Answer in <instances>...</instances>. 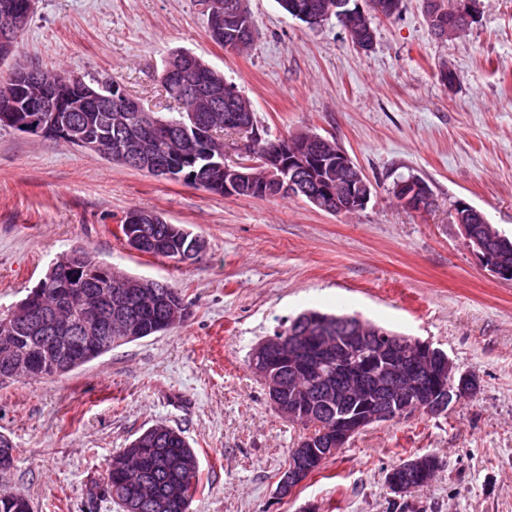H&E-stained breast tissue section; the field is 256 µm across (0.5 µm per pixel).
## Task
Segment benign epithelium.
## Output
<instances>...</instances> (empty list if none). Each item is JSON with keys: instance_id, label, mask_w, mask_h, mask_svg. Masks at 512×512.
<instances>
[{"instance_id": "1", "label": "benign epithelium", "mask_w": 512, "mask_h": 512, "mask_svg": "<svg viewBox=\"0 0 512 512\" xmlns=\"http://www.w3.org/2000/svg\"><path fill=\"white\" fill-rule=\"evenodd\" d=\"M245 2L232 4L227 10L219 9L214 0L203 2L204 11L227 21L214 29L212 37L224 42V27H233L236 17ZM478 13V0H459L455 15L465 21L472 20ZM189 64L175 69L164 67L162 77L171 79L186 92L198 85V73L191 64L194 55L183 54ZM27 98V111L31 116L19 120L10 113L0 115V122L13 126L25 133L44 135L56 133L80 144L83 148L100 152L101 140L90 135L86 126L78 121L68 122L56 119V112L67 104L72 112H109L111 104H122L128 112L139 113L137 129L146 139L154 138L171 130H162V126L153 113L146 110L138 101H127L117 88L112 95H102L86 90L82 96L67 95L56 72L43 67L28 76H16L12 73L0 78V94L11 98L19 92ZM176 133L186 139L185 148L189 152L198 150V143L206 140L203 128L188 129L179 127ZM133 164L158 178L169 175V170L159 158L142 152ZM269 169L264 181L251 190L265 197L282 193H306L316 205L326 210L318 192L310 191L306 180L315 173H324L331 167L347 168L352 166L350 156L342 149L336 150V157L309 153L295 146L283 145L268 160ZM224 173V193L233 194L248 181L249 173L244 171L245 164H217ZM395 191L400 197L402 207L411 213L425 214L433 207V194L428 185L416 178L409 177L396 181ZM348 193L355 203L366 207L372 194V183L361 181L348 186ZM475 214L479 223L466 224L461 215L455 214L465 241L482 265L496 278L502 280L512 276L506 267L496 263L493 247L498 240L496 230L485 214L464 201H459L455 209ZM148 221L144 214L126 216V232L129 237L125 243L137 251L141 247L142 234L132 232L133 225ZM40 280L28 300L13 308L11 319L0 325V358L6 370L0 374V382L12 379L20 366H31L28 355L20 347L15 330L20 326L32 328L41 333L40 339L51 351L56 372L61 374L90 362L109 347L142 337L145 333L142 324L135 318L134 309L139 305L145 288L137 280H126L115 295L111 306V317L122 324V335H108L109 328L100 313V308L90 302L82 309L77 327V335L60 336L54 330L52 312L36 306V298L44 291L48 278ZM308 332L314 338L301 344L284 361L303 371L307 377L318 384L322 398L334 415L336 429L327 432L322 440V450L316 449V441L308 433L293 448L288 468L282 473L279 492L290 495L302 484L309 473L325 456L336 454L346 447L350 439L371 424L394 421L406 414L424 410L438 415L448 410V406L476 393L478 382L470 374L456 375V368L448 355L435 348L429 342L407 336L389 335L374 329L358 316L315 317L310 319ZM278 337L273 335L254 349L251 369L263 381L269 400L276 412L291 422H301L306 413L314 406L307 393L291 389L284 382L278 357ZM361 391L365 397L362 407H353V399L343 389V385ZM440 466V459L433 455L419 456L407 460L400 468L387 477L389 486L399 495H406L418 489L427 480V474Z\"/></svg>"}]
</instances>
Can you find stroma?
I'll list each match as a JSON object with an SVG mask.
<instances>
[{"label":"stroma","instance_id":"obj_1","mask_svg":"<svg viewBox=\"0 0 512 512\" xmlns=\"http://www.w3.org/2000/svg\"><path fill=\"white\" fill-rule=\"evenodd\" d=\"M252 47L225 50L198 0H36L7 67L55 66L114 79L155 112L177 111L161 73L186 50L253 104L268 138L336 140L373 184L367 207L331 215L302 198L222 196L0 127V315L76 248L178 288L188 319L62 374L0 383V435L15 448L0 485L33 512H120L90 499L111 457L156 424L194 448L190 512H390V468L407 453L442 467L405 512H512V281L489 274L452 213L462 199L512 238V0H479L460 39L432 35L421 0L374 22L370 51L336 21L311 27L277 0H247ZM451 68L454 86L439 72ZM415 175L432 210L391 191ZM139 207L204 240L190 264L131 249L119 224ZM355 315L443 349L475 375L474 397L355 436L291 495L278 485L305 432L282 418L251 371L252 349L288 317Z\"/></svg>","mask_w":512,"mask_h":512}]
</instances>
